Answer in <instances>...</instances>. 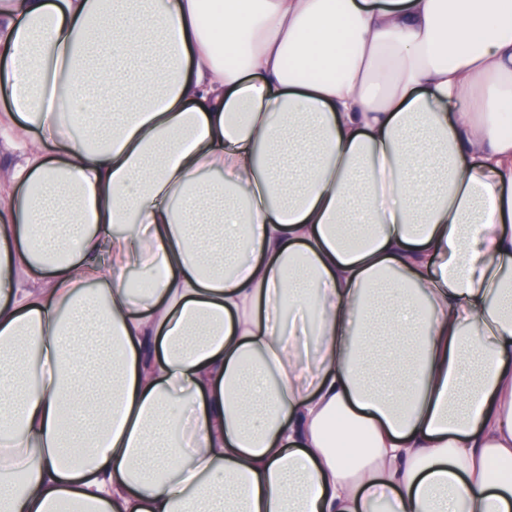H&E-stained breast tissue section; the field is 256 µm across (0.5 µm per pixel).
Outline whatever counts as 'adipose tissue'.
Masks as SVG:
<instances>
[{"instance_id":"ef3b65f1","label":"adipose tissue","mask_w":512,"mask_h":512,"mask_svg":"<svg viewBox=\"0 0 512 512\" xmlns=\"http://www.w3.org/2000/svg\"><path fill=\"white\" fill-rule=\"evenodd\" d=\"M0 96V512H512V0H0Z\"/></svg>"}]
</instances>
